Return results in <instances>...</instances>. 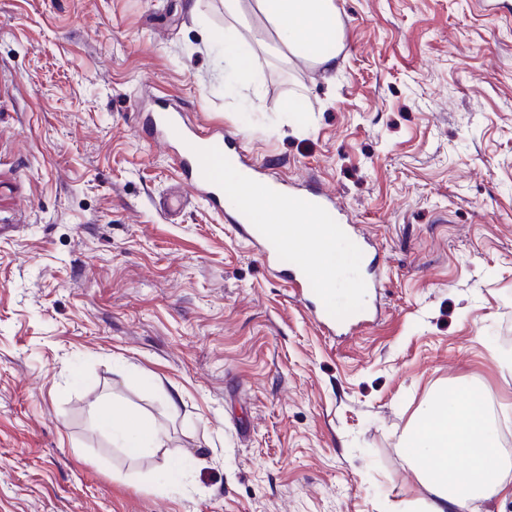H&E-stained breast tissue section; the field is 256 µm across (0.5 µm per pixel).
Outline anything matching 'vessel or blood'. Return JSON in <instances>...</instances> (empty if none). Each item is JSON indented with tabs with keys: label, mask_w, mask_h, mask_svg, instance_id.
Instances as JSON below:
<instances>
[{
	"label": "vessel or blood",
	"mask_w": 512,
	"mask_h": 512,
	"mask_svg": "<svg viewBox=\"0 0 512 512\" xmlns=\"http://www.w3.org/2000/svg\"><path fill=\"white\" fill-rule=\"evenodd\" d=\"M152 138L159 144L167 147H177L176 164L183 175V183L190 193L201 197L216 211L224 209V192L214 183L206 180L202 174L201 165L195 154L196 149L216 147L225 149L226 156L233 167L246 173L249 178L264 182L265 177L258 172L241 154L230 146L227 133L221 130H208L204 127L186 121L183 113L167 107L157 108L146 115L144 120ZM271 189L298 197L322 206L327 212H335L336 201L333 192L321 189L315 192L301 190L299 184L287 181H274L269 183ZM232 220L241 226L248 241L257 246L268 262H275V248L272 243L260 233L250 220L241 212H234ZM281 276L288 278L289 282L297 288L305 304L329 328L341 331L342 334H352L358 328L367 325L378 316L372 306H364L363 310L344 320H337L325 309L320 298L313 295L310 281L304 272L295 264L280 268Z\"/></svg>",
	"instance_id": "b4317fda"
}]
</instances>
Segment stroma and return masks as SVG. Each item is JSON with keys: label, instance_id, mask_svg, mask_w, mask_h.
<instances>
[{"label": "stroma", "instance_id": "35a3bbf8", "mask_svg": "<svg viewBox=\"0 0 512 512\" xmlns=\"http://www.w3.org/2000/svg\"><path fill=\"white\" fill-rule=\"evenodd\" d=\"M336 6L334 70L250 14L231 90L222 0H0V512H414L430 399L469 386L512 432V0ZM158 100L335 192L379 247L376 321L328 335L223 214L164 213ZM111 402L163 448L127 458Z\"/></svg>", "mask_w": 512, "mask_h": 512}]
</instances>
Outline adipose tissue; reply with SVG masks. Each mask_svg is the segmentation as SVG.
Returning <instances> with one entry per match:
<instances>
[{
	"label": "adipose tissue",
	"mask_w": 512,
	"mask_h": 512,
	"mask_svg": "<svg viewBox=\"0 0 512 512\" xmlns=\"http://www.w3.org/2000/svg\"><path fill=\"white\" fill-rule=\"evenodd\" d=\"M224 11L234 19L249 11L261 15L269 31L255 40L272 39L283 61L298 58L333 67L338 55L336 0H224ZM114 434L131 458L161 446L158 430L144 420H129ZM402 452L429 493L422 512H464L482 494L512 491L487 408L469 390L429 403L407 429Z\"/></svg>",
	"instance_id": "ef3b65f1"
}]
</instances>
